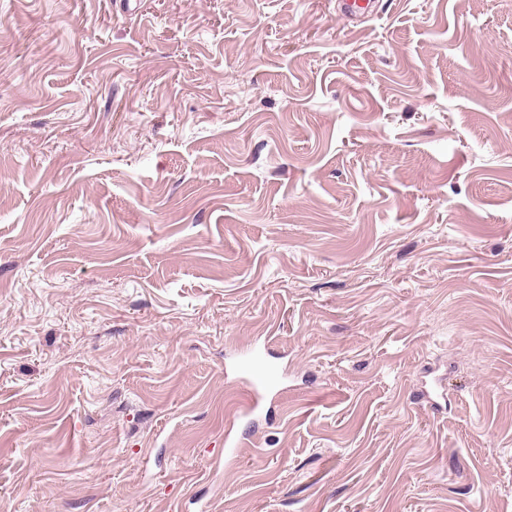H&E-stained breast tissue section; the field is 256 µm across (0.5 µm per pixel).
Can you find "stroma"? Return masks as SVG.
<instances>
[{"instance_id":"35a3bbf8","label":"stroma","mask_w":512,"mask_h":512,"mask_svg":"<svg viewBox=\"0 0 512 512\" xmlns=\"http://www.w3.org/2000/svg\"><path fill=\"white\" fill-rule=\"evenodd\" d=\"M0 512H512V0H0ZM239 375L250 388V395L239 403L242 416L250 417L260 412L269 393L279 384L272 367L260 353L240 357Z\"/></svg>"}]
</instances>
